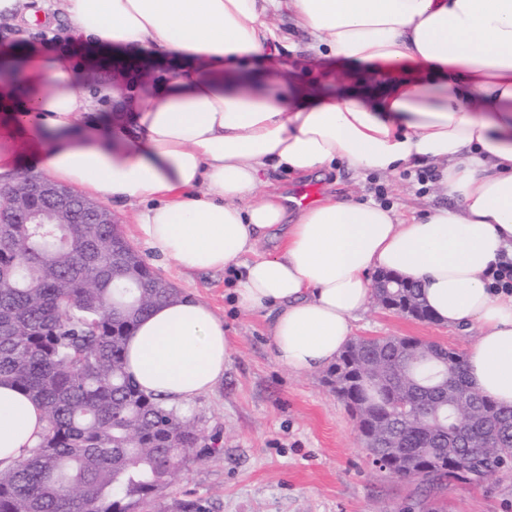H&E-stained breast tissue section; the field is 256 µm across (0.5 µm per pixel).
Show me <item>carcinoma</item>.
Listing matches in <instances>:
<instances>
[{
  "label": "carcinoma",
  "mask_w": 512,
  "mask_h": 512,
  "mask_svg": "<svg viewBox=\"0 0 512 512\" xmlns=\"http://www.w3.org/2000/svg\"><path fill=\"white\" fill-rule=\"evenodd\" d=\"M0 223V383L39 404V442L0 469V512H207L161 505L190 453L217 439L186 412L145 393L126 371L125 342L159 304L182 296L118 224L78 206L63 224ZM381 304L433 320L416 284ZM326 383L347 407L372 460L429 493L478 486L512 465V409L474 390L464 356L411 337L352 340Z\"/></svg>",
  "instance_id": "cac0c4a2"
}]
</instances>
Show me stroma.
<instances>
[{
  "label": "stroma",
  "instance_id": "stroma-1",
  "mask_svg": "<svg viewBox=\"0 0 512 512\" xmlns=\"http://www.w3.org/2000/svg\"><path fill=\"white\" fill-rule=\"evenodd\" d=\"M271 23L288 30L279 58L293 79L324 78L335 58L311 50L308 34L289 27L286 13ZM67 23H37L19 31L0 22V55L24 48L49 49L66 41ZM319 194L332 192L395 206L401 217L447 204L435 182H418L415 169L388 177H358L345 165L311 181ZM150 266L184 294L207 302L223 321L229 344L224 377L188 406L221 450L190 459L170 499H197L209 512H512V472L482 486L459 484L432 497L411 482L376 468L344 403L325 383V368L288 370L275 357L270 321L242 309L233 298L236 277L228 270L177 275L171 261L148 256ZM478 329L458 331L419 321L369 301L352 323L353 337L404 336L462 352Z\"/></svg>",
  "mask_w": 512,
  "mask_h": 512
}]
</instances>
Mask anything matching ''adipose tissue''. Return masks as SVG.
Here are the masks:
<instances>
[{
	"label": "adipose tissue",
	"mask_w": 512,
	"mask_h": 512,
	"mask_svg": "<svg viewBox=\"0 0 512 512\" xmlns=\"http://www.w3.org/2000/svg\"><path fill=\"white\" fill-rule=\"evenodd\" d=\"M288 8L319 49L365 64L375 84L335 76L296 83L247 63L287 34ZM65 18L73 43L126 45L178 75L154 81L119 125L88 121L97 102L67 49L0 62V129L14 141L0 180L27 159L60 183L136 215L148 250L178 271L242 267L235 293L270 317L277 360L296 373L333 361L369 302L372 277L418 284L451 328L478 327L465 359L474 389L512 408V0H0V19ZM344 162L360 174L437 165L448 206L401 218L377 202L323 197L288 211L261 193L268 169L307 177ZM224 324L207 303L156 307L127 340L128 373L186 409L224 376ZM47 421L0 385V466L33 447Z\"/></svg>",
	"instance_id": "1"
}]
</instances>
